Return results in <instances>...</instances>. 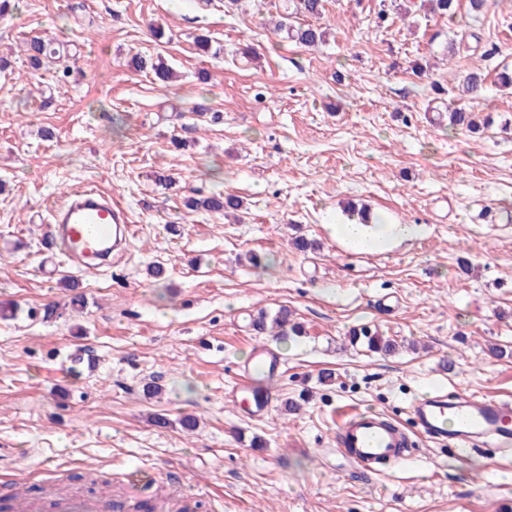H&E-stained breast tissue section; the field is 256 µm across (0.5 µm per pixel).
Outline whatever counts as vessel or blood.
<instances>
[{
  "instance_id": "vessel-or-blood-1",
  "label": "vessel or blood",
  "mask_w": 512,
  "mask_h": 512,
  "mask_svg": "<svg viewBox=\"0 0 512 512\" xmlns=\"http://www.w3.org/2000/svg\"><path fill=\"white\" fill-rule=\"evenodd\" d=\"M47 234L61 246L66 263L79 268L88 258L104 261L125 249L134 228L124 208L87 187L52 208ZM258 368L270 376L278 371L279 361L271 350H253L233 392L250 396L256 416L261 417L268 404L256 392L254 371ZM410 414L424 435L453 450L489 448L499 453L512 448L511 398L461 392L451 399L436 391L414 401ZM336 444L355 464L373 473L381 466L406 461L413 450L408 433L399 424L372 410L348 414L336 430ZM4 507L6 512H125L127 503L110 493L60 492L46 481L39 493H13Z\"/></svg>"
}]
</instances>
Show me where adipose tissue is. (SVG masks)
I'll return each instance as SVG.
<instances>
[{"mask_svg": "<svg viewBox=\"0 0 512 512\" xmlns=\"http://www.w3.org/2000/svg\"><path fill=\"white\" fill-rule=\"evenodd\" d=\"M327 228L332 237L353 252L385 249L415 238L421 232L419 225L397 224L384 219L368 224L337 219L329 222Z\"/></svg>", "mask_w": 512, "mask_h": 512, "instance_id": "obj_1", "label": "adipose tissue"}]
</instances>
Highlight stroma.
Listing matches in <instances>:
<instances>
[{"instance_id":"1","label":"stroma","mask_w":512,"mask_h":512,"mask_svg":"<svg viewBox=\"0 0 512 512\" xmlns=\"http://www.w3.org/2000/svg\"><path fill=\"white\" fill-rule=\"evenodd\" d=\"M287 6L20 0L0 18V303L14 307L0 318V496L13 476L117 494L141 479L154 512L179 475L195 512H512V455L456 454L409 413L434 388L512 395V89L498 82L512 0L454 22L409 0H325L316 48L275 29ZM33 36L67 44L70 77L28 67ZM136 55L178 80L134 70ZM475 66L482 95L459 96ZM200 102L217 120L192 114ZM452 106L492 123L451 130ZM84 184L127 209L134 239L107 267L46 278L49 211ZM215 184L243 199L240 218L185 207ZM351 204L423 232L351 252L326 228ZM297 236L316 248L297 251ZM283 305L304 335L254 331ZM365 324L397 350L351 344ZM257 346L280 360L260 419L233 395ZM355 408L411 429V461L376 475L346 458L336 427ZM130 63L135 70H149L153 75V79L163 84L175 78L174 71L161 57L154 61L153 58L134 56Z\"/></svg>"}]
</instances>
